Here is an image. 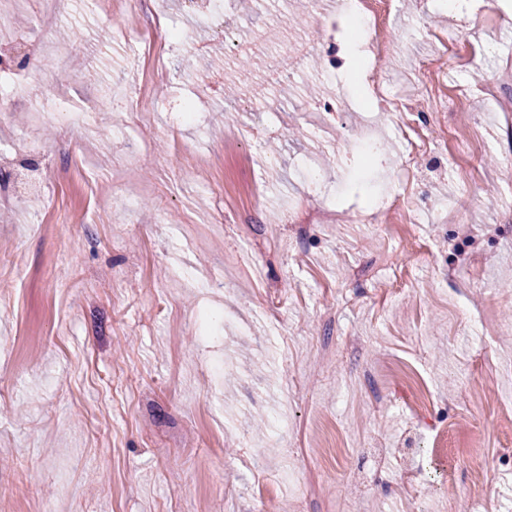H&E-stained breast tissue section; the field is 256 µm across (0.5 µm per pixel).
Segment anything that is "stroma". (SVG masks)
<instances>
[{
  "mask_svg": "<svg viewBox=\"0 0 512 512\" xmlns=\"http://www.w3.org/2000/svg\"><path fill=\"white\" fill-rule=\"evenodd\" d=\"M469 3L383 7L384 80L419 94L437 60L453 107L411 156L382 116L368 158L363 113L316 111L339 90L376 107L349 65L366 41L337 20L324 69L315 0H291L295 26L257 0L206 23L157 0L188 40L150 78L120 0H0V512H468L479 462L512 512V139L481 92L512 62V0ZM256 46L265 67L240 74ZM369 160L396 210L371 213ZM300 201L349 221L289 223Z\"/></svg>",
  "mask_w": 512,
  "mask_h": 512,
  "instance_id": "1",
  "label": "stroma"
}]
</instances>
